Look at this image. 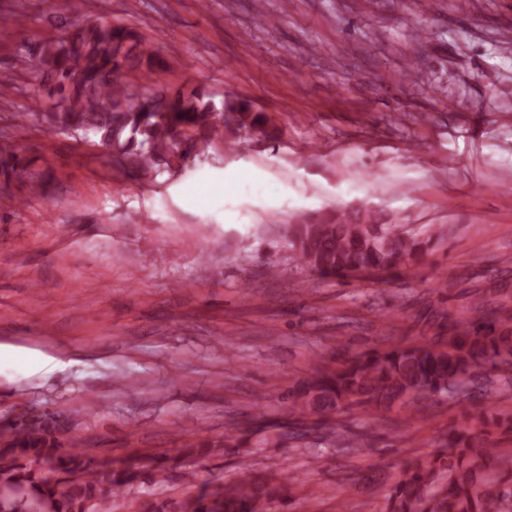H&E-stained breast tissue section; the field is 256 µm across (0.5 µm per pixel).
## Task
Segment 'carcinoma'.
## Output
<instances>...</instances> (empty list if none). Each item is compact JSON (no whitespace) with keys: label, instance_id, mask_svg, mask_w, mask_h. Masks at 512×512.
I'll list each match as a JSON object with an SVG mask.
<instances>
[{"label":"carcinoma","instance_id":"obj_1","mask_svg":"<svg viewBox=\"0 0 512 512\" xmlns=\"http://www.w3.org/2000/svg\"><path fill=\"white\" fill-rule=\"evenodd\" d=\"M153 45L137 31L90 20L71 22L54 40L27 43L14 67L34 74L55 102L43 113L51 133L84 136L105 146L112 174L148 176L162 166L187 168L191 153L216 125L214 103L199 90L151 93L137 84L153 71ZM24 149L0 145V193L20 178L30 192L46 185L33 174ZM290 248L322 276L365 271L395 273L421 258L426 243L398 224H354L336 218L293 225ZM445 349L429 344L370 350L336 367L319 364L288 393V403L325 426L335 414L375 404L408 407L475 392V369L512 367V326L492 321H454ZM60 414L42 412L0 426V512H112L125 486L149 477L139 458L100 460L76 440L63 438ZM512 434V412L489 402L479 413L464 412L448 430L442 448L403 466V477L385 512H512V450L497 447L493 431ZM287 481L262 480L245 471L232 485L175 499H145L136 512H269L289 502Z\"/></svg>","mask_w":512,"mask_h":512}]
</instances>
